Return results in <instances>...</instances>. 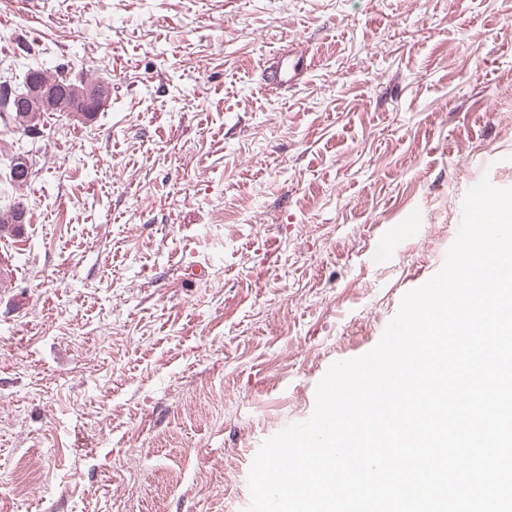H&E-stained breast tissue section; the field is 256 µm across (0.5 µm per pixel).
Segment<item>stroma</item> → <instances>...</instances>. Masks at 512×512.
I'll return each instance as SVG.
<instances>
[{
	"label": "stroma",
	"instance_id": "stroma-1",
	"mask_svg": "<svg viewBox=\"0 0 512 512\" xmlns=\"http://www.w3.org/2000/svg\"><path fill=\"white\" fill-rule=\"evenodd\" d=\"M291 47L311 68L260 90ZM60 66L112 94L0 121V512H245L471 183L512 187V0H0V81Z\"/></svg>",
	"mask_w": 512,
	"mask_h": 512
}]
</instances>
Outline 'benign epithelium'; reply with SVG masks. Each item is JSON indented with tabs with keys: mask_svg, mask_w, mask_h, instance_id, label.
<instances>
[{
	"mask_svg": "<svg viewBox=\"0 0 512 512\" xmlns=\"http://www.w3.org/2000/svg\"><path fill=\"white\" fill-rule=\"evenodd\" d=\"M111 94V87L106 83L86 85L69 83L57 91L43 84L39 78L32 77L27 83V92L8 96V105L17 112L19 128L29 127L28 113L33 111L32 104L42 103L46 108L65 105L77 116L88 118L99 111Z\"/></svg>",
	"mask_w": 512,
	"mask_h": 512,
	"instance_id": "obj_1",
	"label": "benign epithelium"
}]
</instances>
